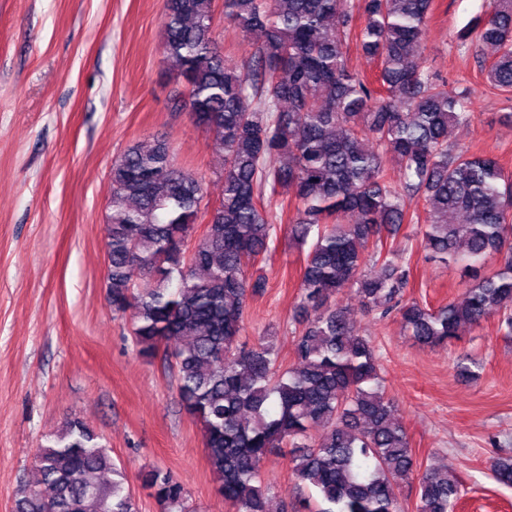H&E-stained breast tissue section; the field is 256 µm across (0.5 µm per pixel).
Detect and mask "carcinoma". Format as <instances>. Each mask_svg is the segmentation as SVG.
Listing matches in <instances>:
<instances>
[{"label": "carcinoma", "mask_w": 512, "mask_h": 512, "mask_svg": "<svg viewBox=\"0 0 512 512\" xmlns=\"http://www.w3.org/2000/svg\"><path fill=\"white\" fill-rule=\"evenodd\" d=\"M434 0H224V20L257 36L246 68L213 36L214 0H165L163 53L184 83L174 108L196 115L223 155V193L194 241L204 181L150 137L112 163L106 224L107 293L132 313L136 355L172 362L180 405L202 428L215 490L235 512H268V455L290 449L295 481L315 495L294 512H404L399 488L416 483L414 512H456L458 480L416 459L394 416L376 347L350 310L400 315L420 344H452L459 327L496 314L512 335V174L448 143L470 121L464 95L424 70ZM377 63L370 80L348 64L350 42ZM460 46L490 45L495 90L512 89V0H490ZM391 154L399 171L384 166ZM296 204L290 232L306 249L293 365L273 343L242 340L249 301L266 279L249 272L273 250L264 196ZM422 205V212L408 204ZM420 223L430 258L461 268L464 298L431 309L404 299L402 224ZM380 266L371 277L365 267ZM37 475L16 512H138L124 463L74 416L38 442ZM512 486V457L488 459ZM163 512H186L183 486L140 471Z\"/></svg>", "instance_id": "obj_1"}]
</instances>
